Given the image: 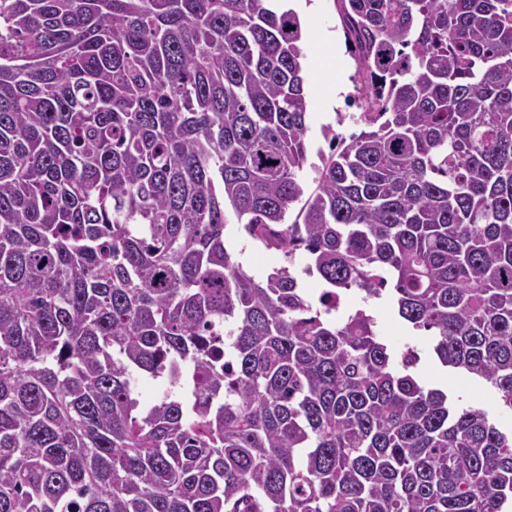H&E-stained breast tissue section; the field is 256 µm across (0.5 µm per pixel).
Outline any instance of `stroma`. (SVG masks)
<instances>
[{"label": "stroma", "instance_id": "35a3bbf8", "mask_svg": "<svg viewBox=\"0 0 512 512\" xmlns=\"http://www.w3.org/2000/svg\"><path fill=\"white\" fill-rule=\"evenodd\" d=\"M287 8L299 16L303 40V71L308 82V107L306 141L309 148L308 162L303 171L306 185H313L320 166L321 153L327 152L328 143L323 132L326 127H338L340 132H354L355 126L348 121V102L360 96L361 84L356 77V63L348 46H345L343 20L336 0H318L315 9H308L305 0H286ZM333 34L341 48L334 68H326L321 59L327 49L324 34ZM339 84L341 91L331 95V84ZM227 240L236 261L250 275L264 277L278 263L277 256L250 241L238 230L237 222H230L226 230ZM367 308L377 321L379 332L389 347L403 349L411 346L420 355L416 375L426 387L439 388L448 393L460 406H478L489 413L491 422L501 431L512 430V411L498 404V392L489 383L464 375L443 366L437 359L427 332L416 331L400 319L389 296L364 299L362 293L351 291L343 297V308L354 311Z\"/></svg>", "mask_w": 512, "mask_h": 512}]
</instances>
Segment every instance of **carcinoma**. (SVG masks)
<instances>
[{
  "instance_id": "carcinoma-1",
  "label": "carcinoma",
  "mask_w": 512,
  "mask_h": 512,
  "mask_svg": "<svg viewBox=\"0 0 512 512\" xmlns=\"http://www.w3.org/2000/svg\"><path fill=\"white\" fill-rule=\"evenodd\" d=\"M336 2L361 129L308 193L293 10L0 0V512L512 505V434L329 317L388 290L512 410V0ZM229 219L226 236L234 259L250 275L264 277L273 266L279 264L277 256L243 236L238 231L239 225L233 215L229 214Z\"/></svg>"
}]
</instances>
